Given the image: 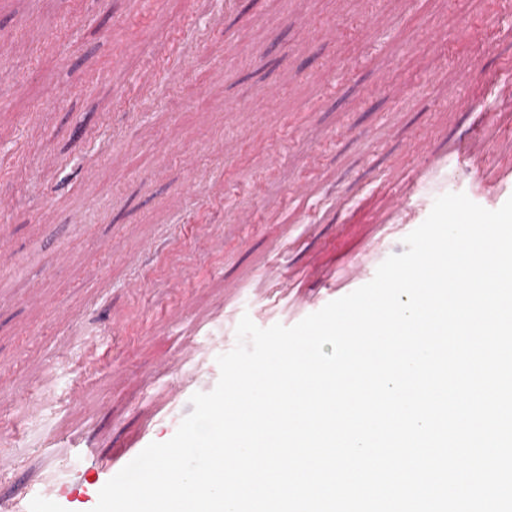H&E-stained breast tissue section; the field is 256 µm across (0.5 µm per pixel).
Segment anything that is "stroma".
Returning a JSON list of instances; mask_svg holds the SVG:
<instances>
[{"instance_id":"35a3bbf8","label":"stroma","mask_w":512,"mask_h":512,"mask_svg":"<svg viewBox=\"0 0 512 512\" xmlns=\"http://www.w3.org/2000/svg\"><path fill=\"white\" fill-rule=\"evenodd\" d=\"M509 165L498 0H0V496L160 426L207 336L349 294L425 219L397 195L502 203Z\"/></svg>"}]
</instances>
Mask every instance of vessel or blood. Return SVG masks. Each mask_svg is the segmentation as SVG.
Here are the masks:
<instances>
[{
    "label": "vessel or blood",
    "mask_w": 512,
    "mask_h": 512,
    "mask_svg": "<svg viewBox=\"0 0 512 512\" xmlns=\"http://www.w3.org/2000/svg\"><path fill=\"white\" fill-rule=\"evenodd\" d=\"M217 367L191 369L172 382L174 403L166 417L170 428H178L191 412L190 398L197 392L214 389L219 379ZM152 431H144L118 456L102 455L90 438H70L61 446L68 455L86 462L85 470L58 477L49 472L47 478L25 492L0 500V512H25L26 504H36L40 512H92L98 502L100 489L149 443L154 442Z\"/></svg>",
    "instance_id": "vessel-or-blood-1"
}]
</instances>
